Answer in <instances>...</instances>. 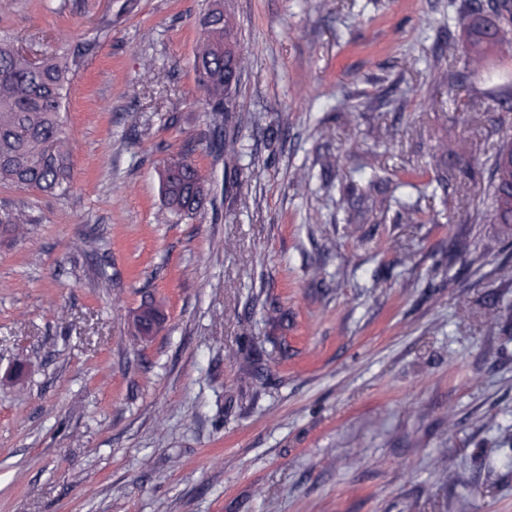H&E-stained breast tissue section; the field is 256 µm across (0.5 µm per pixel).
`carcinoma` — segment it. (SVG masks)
Listing matches in <instances>:
<instances>
[{
	"label": "carcinoma",
	"mask_w": 512,
	"mask_h": 512,
	"mask_svg": "<svg viewBox=\"0 0 512 512\" xmlns=\"http://www.w3.org/2000/svg\"><path fill=\"white\" fill-rule=\"evenodd\" d=\"M506 18L492 34V43L501 55L487 61L503 86L512 87V38ZM205 32L196 50L194 68L204 87L211 110L228 111L233 81L229 71L236 69L234 29L224 14V0H209L199 19ZM78 66L75 56L47 52L34 61L14 42L0 38V183L43 192L67 191L72 178V154L61 115L69 90L70 76ZM487 193L492 215L499 224H512V136L493 156ZM162 197L166 210L177 216H192L204 209L208 191L204 180L184 150L165 159ZM31 223L21 207L0 208V229L21 233Z\"/></svg>",
	"instance_id": "cac0c4a2"
}]
</instances>
